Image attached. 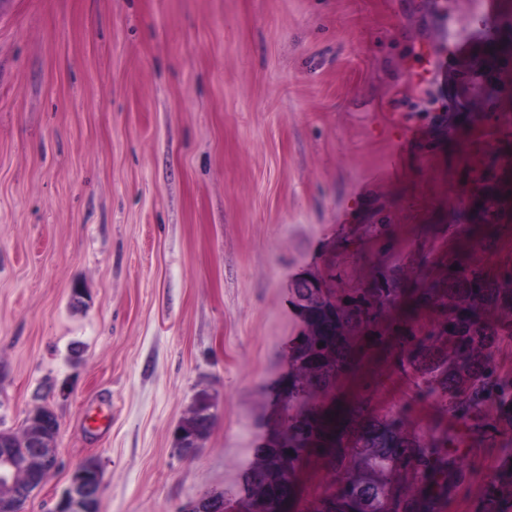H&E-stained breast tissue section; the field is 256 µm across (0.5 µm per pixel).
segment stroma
I'll use <instances>...</instances> for the list:
<instances>
[{
    "instance_id": "obj_1",
    "label": "stroma",
    "mask_w": 512,
    "mask_h": 512,
    "mask_svg": "<svg viewBox=\"0 0 512 512\" xmlns=\"http://www.w3.org/2000/svg\"><path fill=\"white\" fill-rule=\"evenodd\" d=\"M484 16L485 0H0V430L42 408L59 422L26 512H54L90 458L99 512H238L309 275L403 296L330 407L360 410L355 428L397 410L424 438L456 428L396 360L403 328L442 315L413 288L512 265V198L486 238L451 220L512 158V95L462 94ZM202 392L215 421L187 454ZM487 419L442 512H475L512 448ZM331 488L310 456L288 512Z\"/></svg>"
}]
</instances>
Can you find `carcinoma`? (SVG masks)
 <instances>
[{
  "instance_id": "carcinoma-1",
  "label": "carcinoma",
  "mask_w": 512,
  "mask_h": 512,
  "mask_svg": "<svg viewBox=\"0 0 512 512\" xmlns=\"http://www.w3.org/2000/svg\"><path fill=\"white\" fill-rule=\"evenodd\" d=\"M498 193L482 202V223H497ZM335 310L303 319L305 330L289 356L288 394L280 398L288 436L277 446L261 445L244 472V512H280L293 493L304 457L327 460L337 488L320 496L311 512H437L448 496V477L461 485L470 476L460 461L458 433L423 439L407 429L404 415L376 417L344 436L336 414L323 408L336 378L349 367L350 350L361 335L381 336L386 308L397 289L388 280L369 293L330 289ZM424 301L446 309L430 330L404 331L403 367L422 375V396L439 399L448 412L471 429L484 425L486 409L497 407L499 424L512 429V384L502 383L492 350L512 336V269L493 277L477 265L448 274V287L428 288ZM25 471L27 432L11 435ZM476 512H512V452L484 483Z\"/></svg>"
}]
</instances>
